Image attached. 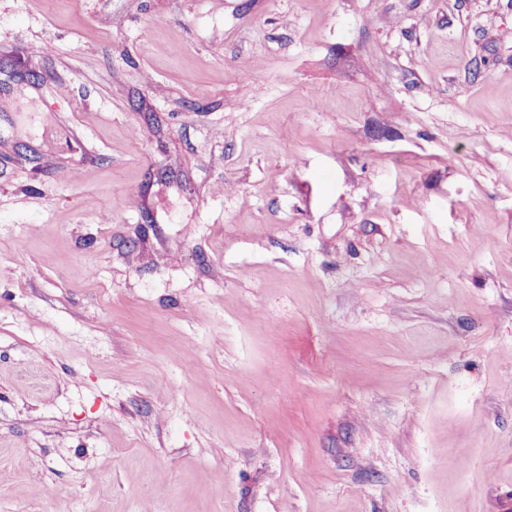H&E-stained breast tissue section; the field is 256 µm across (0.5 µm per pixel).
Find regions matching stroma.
Returning a JSON list of instances; mask_svg holds the SVG:
<instances>
[{
	"mask_svg": "<svg viewBox=\"0 0 512 512\" xmlns=\"http://www.w3.org/2000/svg\"><path fill=\"white\" fill-rule=\"evenodd\" d=\"M0 512H512V0H0Z\"/></svg>",
	"mask_w": 512,
	"mask_h": 512,
	"instance_id": "35a3bbf8",
	"label": "stroma"
}]
</instances>
